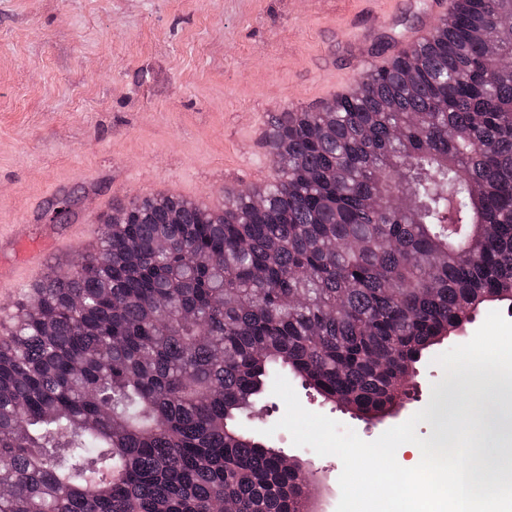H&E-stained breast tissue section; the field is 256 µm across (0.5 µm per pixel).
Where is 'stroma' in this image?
<instances>
[{
    "instance_id": "stroma-1",
    "label": "stroma",
    "mask_w": 512,
    "mask_h": 512,
    "mask_svg": "<svg viewBox=\"0 0 512 512\" xmlns=\"http://www.w3.org/2000/svg\"><path fill=\"white\" fill-rule=\"evenodd\" d=\"M448 0H0V314L34 275L64 273L90 252L108 215L148 194L218 208L271 162L272 115L320 110L375 58ZM68 200L66 220L53 205ZM420 398L364 420L300 380L302 406L371 442L430 404L444 385L417 364ZM274 395L242 418L299 460L314 512H336L343 465L277 429Z\"/></svg>"
}]
</instances>
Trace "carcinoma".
<instances>
[{
	"label": "carcinoma",
	"instance_id": "obj_1",
	"mask_svg": "<svg viewBox=\"0 0 512 512\" xmlns=\"http://www.w3.org/2000/svg\"><path fill=\"white\" fill-rule=\"evenodd\" d=\"M500 4L458 0L333 111L274 116L276 175L226 192L222 216L133 200L19 303L0 512H303L301 469L238 428L275 376L389 413L433 346L512 308V79L476 64L479 31L512 58ZM442 90L448 108L410 125Z\"/></svg>",
	"mask_w": 512,
	"mask_h": 512
}]
</instances>
